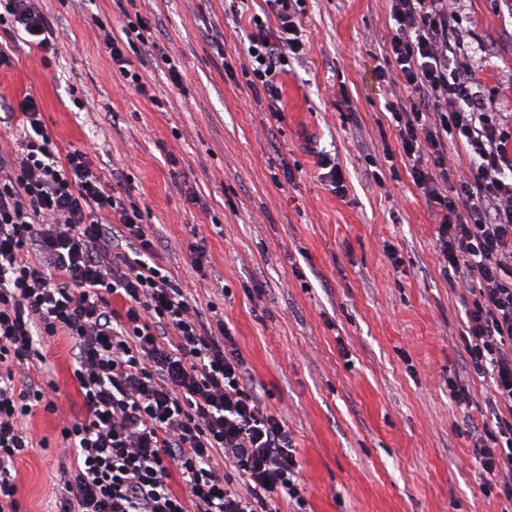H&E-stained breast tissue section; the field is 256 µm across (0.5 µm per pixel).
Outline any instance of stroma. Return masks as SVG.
<instances>
[{"label": "stroma", "mask_w": 512, "mask_h": 512, "mask_svg": "<svg viewBox=\"0 0 512 512\" xmlns=\"http://www.w3.org/2000/svg\"><path fill=\"white\" fill-rule=\"evenodd\" d=\"M263 0H43L55 60L0 38V105L40 103L59 145L87 150L137 205L155 259L199 306L216 303L265 404L298 450L311 512H503L486 495L459 407L460 289L442 272L436 225L401 158L379 80L391 32L387 0H301L312 51L278 79L281 119L244 68ZM158 47L129 53L145 91L125 85L99 24L130 9ZM473 81L512 128V15L501 0H462ZM173 57L180 81L165 62ZM85 90L83 108L70 101ZM334 159L347 191L320 177ZM382 184H375L372 173ZM194 190L198 204L188 203ZM202 240L206 275L190 265ZM58 413L36 409L35 446L14 463L24 512H50L58 437L82 410L70 344L42 342Z\"/></svg>", "instance_id": "stroma-1"}]
</instances>
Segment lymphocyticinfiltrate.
<instances>
[{
	"instance_id": "f902f5d3",
	"label": "lymphocytic infiltrate",
	"mask_w": 512,
	"mask_h": 512,
	"mask_svg": "<svg viewBox=\"0 0 512 512\" xmlns=\"http://www.w3.org/2000/svg\"><path fill=\"white\" fill-rule=\"evenodd\" d=\"M276 21L248 34L251 84L270 98L289 56L305 55L300 0H264ZM394 23L380 79L402 85L387 104L402 158L440 218L436 248L468 294L463 375L487 377L490 420L475 421L462 377L448 390L465 413L487 490L512 502V134L475 90L457 51L453 0H388ZM0 30L55 43L40 0H0ZM99 35L129 84L144 90L126 50L152 47L148 20ZM24 132L0 156V512H22L13 465L33 446L25 423L56 410L54 381L35 358L41 338L72 339L83 418L60 430L62 490L55 512H306L301 465L285 423L264 409L221 314L203 320L169 271L152 264L143 215L127 207L86 152L60 149L38 100L13 115ZM461 146L469 178L449 187ZM138 257L108 254L113 233ZM232 474H225V467Z\"/></svg>"
}]
</instances>
